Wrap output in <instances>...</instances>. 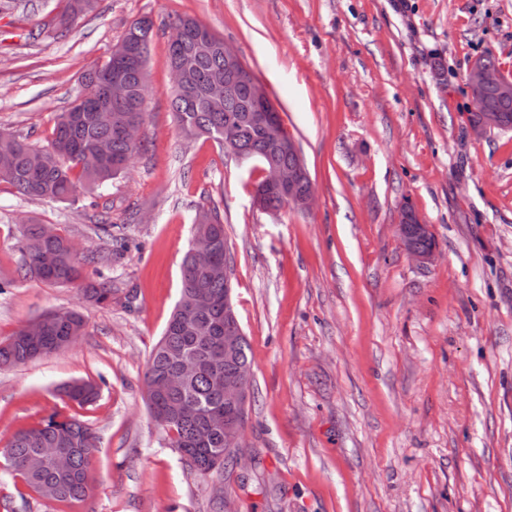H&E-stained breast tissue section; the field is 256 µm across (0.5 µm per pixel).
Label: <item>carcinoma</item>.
<instances>
[{
  "instance_id": "obj_1",
  "label": "carcinoma",
  "mask_w": 512,
  "mask_h": 512,
  "mask_svg": "<svg viewBox=\"0 0 512 512\" xmlns=\"http://www.w3.org/2000/svg\"><path fill=\"white\" fill-rule=\"evenodd\" d=\"M94 0H68L54 25L55 35L64 37L76 19L93 8ZM199 24L194 18L179 16L170 23V31L182 33L177 50L169 51V64L183 76L185 92L170 94L179 128L188 137L206 136L224 145V125L238 123V148L259 160L264 167L290 166L295 157L277 150L265 129L253 118L252 81L243 72L232 78L233 88L224 95V39L203 40L192 32ZM153 34L150 21L136 22L115 48L133 52L121 60L115 56L85 74L86 88L100 93V105L107 116L88 108L83 98L76 99L56 118L52 137L43 146H34L0 131V180L10 183L27 199L73 202L88 190L101 188L124 174L125 160L136 156L143 145H135L118 134L117 128L135 118H146L142 107L150 92L147 60ZM124 70L127 94L120 99L105 95L112 68ZM481 112H499L506 126L512 125V97L489 91L481 105L470 112L469 120ZM215 221L197 220L194 232L212 251V267L197 265L186 252L181 264V288L178 304L167 322L159 342L147 362L145 400L157 426L169 436L170 447L186 459L200 474L224 467V431L211 424L215 412L224 411V377L242 369L251 370L249 345L242 340L236 354L224 356V224L217 209H211ZM96 233L113 241L109 254L77 256L70 239L56 232L49 236L44 225L28 223L17 240V274L36 277L51 284L74 285L86 298L98 303L112 302L108 281H89L82 273L81 261L109 262L125 249V241L112 234V222L102 221ZM42 326L31 332L22 325L0 341V368L23 365L31 360L62 350L81 336L83 316L75 310H55L41 316ZM191 357L196 369L181 386L164 395L153 396L151 384L160 377L180 373L183 360ZM61 394L79 406L91 405L99 397V388L90 380L66 383ZM44 448H60L69 455L66 471L56 468L42 454ZM97 448V436L84 421L74 416L53 413L41 422L14 434L0 449L7 470L22 479L38 497L61 503L80 502L90 487V469Z\"/></svg>"
}]
</instances>
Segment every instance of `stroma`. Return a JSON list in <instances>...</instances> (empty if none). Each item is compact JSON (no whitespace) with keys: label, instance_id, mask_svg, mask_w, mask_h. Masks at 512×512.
<instances>
[{"label":"stroma","instance_id":"1","mask_svg":"<svg viewBox=\"0 0 512 512\" xmlns=\"http://www.w3.org/2000/svg\"><path fill=\"white\" fill-rule=\"evenodd\" d=\"M66 4L0 0V130L44 145L86 69L148 16L146 150L72 203L0 182V340L53 310L85 320L73 346L0 370V448L57 409L98 436L84 501L39 498L0 469V512H512V130L466 126L472 64L512 67V0H95L59 38L49 25ZM179 16L265 87L314 184L310 210H261L256 161L181 133ZM213 206L252 364L244 446L203 476L153 421L144 373L195 216ZM406 206L431 227L430 262L403 246ZM103 214L128 243L111 304L18 278L26 222L103 255ZM76 379L99 385L93 405L61 400Z\"/></svg>","mask_w":512,"mask_h":512}]
</instances>
